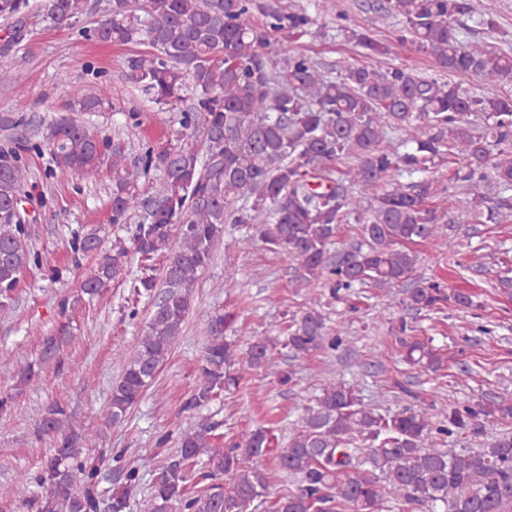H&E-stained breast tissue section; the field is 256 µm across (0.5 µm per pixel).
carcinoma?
<instances>
[{
	"label": "carcinoma",
	"mask_w": 512,
	"mask_h": 512,
	"mask_svg": "<svg viewBox=\"0 0 512 512\" xmlns=\"http://www.w3.org/2000/svg\"><path fill=\"white\" fill-rule=\"evenodd\" d=\"M398 21L384 43L366 28L336 14V30L366 56H395L408 46L434 59L436 73L409 64L383 69L340 64L325 74L313 57L291 52L283 66L273 63L272 38H300L315 24L305 4L281 0H109L108 13L83 37L118 45L147 44L152 51L126 60L127 76L151 103L175 105L191 88V104L180 111L176 144L157 151L148 144L130 160L120 144L73 117H61L33 145L46 150L54 167L46 176L96 180L112 169V223L138 222L128 237L104 247L100 230L80 226L67 240L75 255H92L96 267L81 284L93 300L103 297L131 263L138 274L134 293L152 299L135 348L112 384L108 422L122 423L155 381L181 335L199 273L213 260L226 224H256L260 239L298 265V286L345 304L336 327L311 308L296 315L288 335L240 336L236 317L215 312L206 325L200 381L185 409L200 412L238 386L240 366L261 370L282 386L292 380L283 368L312 352L327 354L347 341L346 319L356 310L347 297L371 287L390 295L411 279L419 255L409 243H436L452 224H497L512 210V96L479 95L476 80L512 83V52L485 40L465 42L456 23L466 20L491 36L499 31L497 0H386L379 5ZM89 10L88 0H0V20L11 31L45 24L72 29ZM420 130L399 151L385 145L391 133ZM456 165L453 187L467 196L458 217L435 200L445 188L435 169ZM162 172L148 194L140 175ZM29 169L14 149H0V317L15 309L23 273L42 265L24 224L23 189ZM381 186L367 199L359 187ZM493 186L497 199L486 196ZM252 200L250 209L235 207ZM360 225V240L349 251L330 255L337 226ZM170 249L161 278L154 275L158 253ZM453 302L470 309L473 295L435 280H419L402 304L434 312ZM400 361L425 373L443 368L433 340L412 335L402 316L393 326ZM69 325L43 339L39 361L18 368L0 364V374L29 385L44 365L61 364ZM68 417L53 403L39 432L54 435ZM490 431L483 448H448L477 419ZM512 419V399L462 403L434 421L413 407L381 412L354 385L328 379L314 403L303 408L299 425L283 448L265 429L246 431L217 445L221 423L202 418L179 433L177 449L159 468L139 512H251L277 478L288 491L274 512H504L512 505V434L497 431ZM97 436L64 434L44 460L37 478L55 489L35 498L31 477L20 474V505L35 512H130L139 492L135 468L120 469L117 488H100L102 468L113 461L90 458L82 449Z\"/></svg>",
	"instance_id": "obj_1"
}]
</instances>
